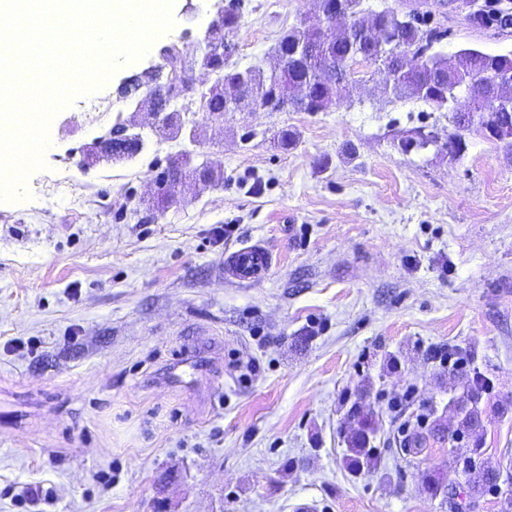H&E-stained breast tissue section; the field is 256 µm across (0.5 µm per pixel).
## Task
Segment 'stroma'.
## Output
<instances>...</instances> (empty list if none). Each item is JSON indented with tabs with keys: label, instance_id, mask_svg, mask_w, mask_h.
<instances>
[{
	"label": "stroma",
	"instance_id": "obj_1",
	"mask_svg": "<svg viewBox=\"0 0 512 512\" xmlns=\"http://www.w3.org/2000/svg\"><path fill=\"white\" fill-rule=\"evenodd\" d=\"M439 48L512 52V33L472 28L431 0ZM238 67L271 72L281 34L318 0H224ZM210 0H173L172 27L94 96L59 110L28 196L0 201V512H503L474 497L454 456L478 447L512 478V152L480 132L449 157L448 113L383 90L352 66L324 112L185 114L202 142L168 139L140 114L144 152L85 167L81 148L124 111L120 84L192 50ZM433 134L402 152L410 131ZM292 143L278 146L279 132ZM203 155L224 179L186 168L172 201L154 180L174 154ZM258 243L273 264L242 282L227 253ZM209 376L163 375L198 346ZM466 354L488 379L478 438L400 450L399 425L453 427L468 374L432 354ZM403 400L394 409V400ZM372 416L373 469L352 472L347 438ZM443 476L447 497L427 492Z\"/></svg>",
	"mask_w": 512,
	"mask_h": 512
}]
</instances>
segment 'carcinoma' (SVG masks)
<instances>
[{"label":"carcinoma","mask_w":512,"mask_h":512,"mask_svg":"<svg viewBox=\"0 0 512 512\" xmlns=\"http://www.w3.org/2000/svg\"><path fill=\"white\" fill-rule=\"evenodd\" d=\"M362 0H343V15L339 20L336 39L324 38L319 28L300 21L281 36L278 53L282 57V68L278 78L270 81V75L259 69L250 70V75L236 68L230 62L231 53H215L200 56V65L213 76L212 97L201 99L195 105L200 112H224L225 95L237 97L241 107L251 104V87H265L266 102L275 112L291 109L295 112H313L319 101L339 99L350 75L351 66L357 59L371 61L378 65L385 86L395 97L403 93L422 101L430 108L453 113L455 131L448 134V155L460 154L465 146L463 132L477 126L485 137L512 150V102L500 99L493 79L512 77V52L491 54L477 48H464L452 54L434 50V46L447 37V33L433 25L432 11L414 9L400 12L388 8L372 14L383 26L392 29L388 41L378 47L362 37L348 36L352 22L361 16ZM473 5L471 21L476 28L502 33V23L512 21V0H470ZM240 25L239 12L229 7L224 10L216 38L224 39V31ZM407 50L418 59L415 72L406 75L400 72L399 53ZM184 53L176 43L163 46V57L169 69L174 71L170 83H158L157 75L147 74L145 79L136 81L121 94H135L146 89L145 108L163 112L162 130L171 138L178 137L185 127L179 114L168 107L174 91L182 89L190 82L187 72L178 69ZM320 76L322 86L312 85L309 100L289 102L284 92L291 82H306L310 76ZM464 93L472 97V111L454 112L457 95ZM479 119H474V116ZM471 407L465 410L460 419L461 428H470L478 423L480 409L479 396L471 394ZM369 420H361V427L349 441L346 460L358 470L363 466L377 463L375 449L369 447ZM462 471L468 476V485L473 493L494 491L501 488V472L486 466L480 461L477 452H468L459 458Z\"/></svg>","instance_id":"cac0c4a2"}]
</instances>
